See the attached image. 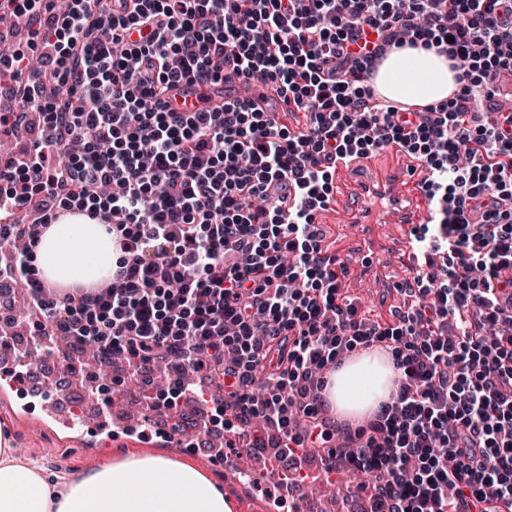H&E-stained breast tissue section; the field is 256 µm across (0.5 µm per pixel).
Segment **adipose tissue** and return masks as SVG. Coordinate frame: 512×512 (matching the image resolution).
I'll use <instances>...</instances> for the list:
<instances>
[{
    "label": "adipose tissue",
    "mask_w": 512,
    "mask_h": 512,
    "mask_svg": "<svg viewBox=\"0 0 512 512\" xmlns=\"http://www.w3.org/2000/svg\"><path fill=\"white\" fill-rule=\"evenodd\" d=\"M455 60L421 45L392 49L371 80L391 101L444 104L458 91ZM118 257L106 225L71 216L51 225L33 252L38 277L68 288L95 287ZM398 373L377 352L354 357L331 378L333 412L362 419L388 402ZM0 512H233L223 488L193 464L164 454L130 453L112 465L58 481L16 461L9 431L0 429Z\"/></svg>",
    "instance_id": "ef3b65f1"
}]
</instances>
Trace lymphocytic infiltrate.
<instances>
[{"mask_svg":"<svg viewBox=\"0 0 512 512\" xmlns=\"http://www.w3.org/2000/svg\"><path fill=\"white\" fill-rule=\"evenodd\" d=\"M25 19L39 67L12 48ZM425 40L458 63L445 106L399 112L367 81L395 48ZM288 93L291 133L251 103L180 112L165 96L225 70ZM512 71V0H6L0 91L14 104L0 135L43 132L0 156V288H16L35 342L94 347L130 375L168 366L176 398L206 399L193 375L223 368L235 406L211 399L206 433L323 473L374 478L370 512H512V111L477 92ZM71 98L49 94L47 80ZM397 144L419 159L431 220L414 301L382 324L344 295L315 214L337 162ZM109 225L120 256L97 287L36 277L34 246L70 214ZM391 351L388 404L353 433L322 414L346 356Z\"/></svg>","mask_w":512,"mask_h":512,"instance_id":"f902f5d3","label":"lymphocytic infiltrate"}]
</instances>
